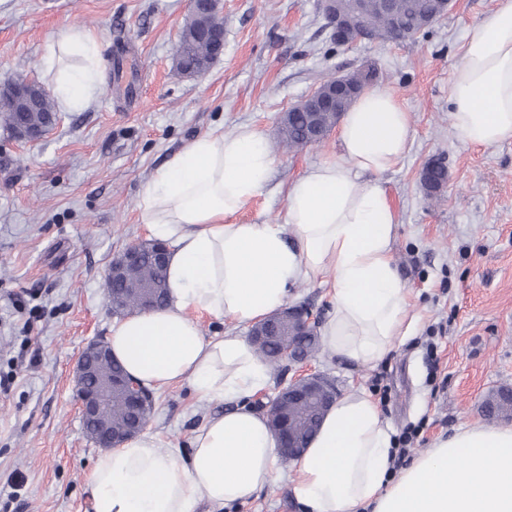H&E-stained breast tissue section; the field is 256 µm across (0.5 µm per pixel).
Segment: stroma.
<instances>
[{
	"mask_svg": "<svg viewBox=\"0 0 512 512\" xmlns=\"http://www.w3.org/2000/svg\"><path fill=\"white\" fill-rule=\"evenodd\" d=\"M498 0H454L414 42L336 48L321 0H224V54L201 76L175 70L188 0H0V80L51 87L44 63L68 29L97 38L99 81L82 109L41 140L0 128V512H86L100 452L80 420L74 368L116 320L104 290L113 257L147 240L143 184L189 142L248 124L275 144L279 117L330 74L375 63L379 88L408 112L412 140L382 177L398 218L393 256L416 315L414 333L362 366L319 351L310 360L345 394L382 387L394 434L423 425L410 455L464 423H486L485 396L512 388V141L476 148L450 130L448 84L466 27ZM122 74H115V64ZM323 143L276 153L266 190L237 216L273 224L288 185L335 154ZM444 161L428 197L420 173ZM147 426L187 448L215 412L185 385L155 395ZM228 512H300L287 478Z\"/></svg>",
	"mask_w": 512,
	"mask_h": 512,
	"instance_id": "stroma-1",
	"label": "stroma"
}]
</instances>
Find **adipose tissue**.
Here are the masks:
<instances>
[{
    "label": "adipose tissue",
    "instance_id": "adipose-tissue-1",
    "mask_svg": "<svg viewBox=\"0 0 512 512\" xmlns=\"http://www.w3.org/2000/svg\"><path fill=\"white\" fill-rule=\"evenodd\" d=\"M96 88L93 68L66 70L53 94L73 111ZM448 102L456 139L512 141V0L466 30ZM410 139L396 98L365 90L342 118L336 154L289 185L276 224L232 220L268 186L275 164L248 126L195 139L143 185L141 221L169 249L168 298L113 323L112 355L146 388L185 384L198 401L229 408L204 418L186 451L142 433L100 454L88 512H224L276 481L278 441L249 404L269 366L244 330L284 307L293 286L329 282L333 309L320 332L329 357L372 364L410 334L392 255L397 217L379 181ZM198 312L236 328L204 335ZM395 454L376 403L349 392L293 461L288 490L302 512H512V427L460 425L399 469Z\"/></svg>",
    "mask_w": 512,
    "mask_h": 512
}]
</instances>
